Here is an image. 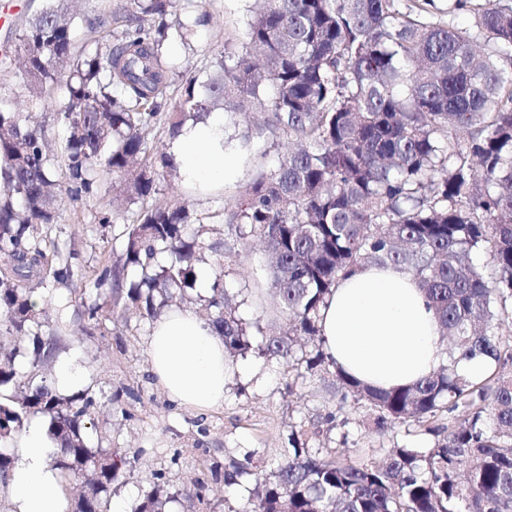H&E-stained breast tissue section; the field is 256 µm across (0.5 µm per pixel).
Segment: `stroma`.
<instances>
[{"label": "stroma", "mask_w": 512, "mask_h": 512, "mask_svg": "<svg viewBox=\"0 0 512 512\" xmlns=\"http://www.w3.org/2000/svg\"><path fill=\"white\" fill-rule=\"evenodd\" d=\"M253 8L254 0H203L202 9L210 16L208 25L199 29L191 45L171 39L166 48L168 60L182 73L205 76L223 47L242 48ZM58 104L54 95L45 98L36 112H29L26 91L12 86L7 72L0 69V108L31 113L35 123L58 137L62 134L54 120ZM224 135L241 162L237 178L204 191L183 180L165 178L159 185V200L184 202L196 215L232 205L248 182L277 167L286 150L285 139L263 115L255 121L241 118L234 124L225 123ZM111 196L106 187L94 199L75 201L65 194L59 198V221L68 230L67 247L76 254V275L71 287L61 288L56 299L50 300L46 315L75 330L81 321L73 307L65 305V298L71 290L84 289L93 281L101 261L121 253V224H113L103 235L90 222L103 199ZM218 230L224 241V286L237 314L250 322L253 343H261L275 310L263 251L258 243L237 238L231 226L222 224ZM152 326V319L118 309L101 334L70 344L59 355L60 360L72 361L81 369L77 386L96 401L90 445L112 448L134 459L115 485L113 504L132 506L152 490L155 475L161 472L173 490L184 489L198 478L205 480L207 496L196 505V512H240L254 491V482L244 476L229 485L212 479V468L233 461L254 470L271 466L290 448L291 437L324 454L358 463L381 461L397 445L429 448L436 440L427 424L414 420L392 422L385 430H377L365 401L351 396L339 402L334 371L309 375L302 343L286 360L254 351L237 357L223 407L183 408L150 372L147 345ZM331 412L336 413V420L324 423V416Z\"/></svg>", "instance_id": "obj_1"}]
</instances>
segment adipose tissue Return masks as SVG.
<instances>
[{
  "label": "adipose tissue",
  "instance_id": "obj_1",
  "mask_svg": "<svg viewBox=\"0 0 512 512\" xmlns=\"http://www.w3.org/2000/svg\"><path fill=\"white\" fill-rule=\"evenodd\" d=\"M185 181L208 186L240 169L224 149V115L183 127L170 147ZM328 356L351 379L376 390L411 385L443 360L434 310L414 276L397 267L364 266L341 278L321 309ZM150 371L178 405L204 411L222 406L234 374L224 341L193 312L175 309L154 324ZM19 460L0 477L10 512H66L68 497L51 465L54 443L44 425L26 427L13 443Z\"/></svg>",
  "mask_w": 512,
  "mask_h": 512
}]
</instances>
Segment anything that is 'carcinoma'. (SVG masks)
<instances>
[{
	"instance_id": "obj_1",
	"label": "carcinoma",
	"mask_w": 512,
	"mask_h": 512,
	"mask_svg": "<svg viewBox=\"0 0 512 512\" xmlns=\"http://www.w3.org/2000/svg\"><path fill=\"white\" fill-rule=\"evenodd\" d=\"M182 2L126 0L96 37L76 50L68 0L43 7L8 48L14 86L28 107L60 91L57 123L65 136L52 147L30 117L0 111V443L35 416L56 446L61 485L81 486L68 512H110L112 485L132 466L108 448L88 444L95 400L85 390L60 392L16 366L28 341L32 366L57 360L65 326L41 321L35 297H52L72 280L73 253L60 241L57 192L96 198L105 181L120 192L93 216L102 228L121 214L117 201L141 209L122 232L119 263L107 262L95 295L74 297L82 331L93 336L112 308L152 318L156 304L184 300L206 255L223 254L211 225L235 226L241 240L265 246L276 310L289 321L258 347L292 356L294 337L312 344L307 369L333 365L323 349L319 318L339 275L365 265L412 272L435 311L440 336L452 340L450 363L391 391L369 389L336 370L344 393L364 400L380 428L448 415L443 437L425 452L389 450L382 464L323 457L292 440V451L251 476L260 492L241 512H512V376L469 378L462 359L512 361V5L453 0L448 21H436L432 0H264L248 23L242 51L224 49L206 81L191 76L172 111L174 68L165 58L167 16ZM473 22L457 21L463 13ZM205 18L180 21L189 44ZM268 113L294 146L268 175L235 202L190 217L177 203H148L163 173L180 169L158 133L173 140L190 119L222 110ZM197 225L194 231L189 226ZM484 253L487 279L473 256ZM139 272L128 282L125 271ZM215 273L203 319L224 339L227 359L252 349ZM159 483L130 512H169L172 503L201 500Z\"/></svg>"
}]
</instances>
